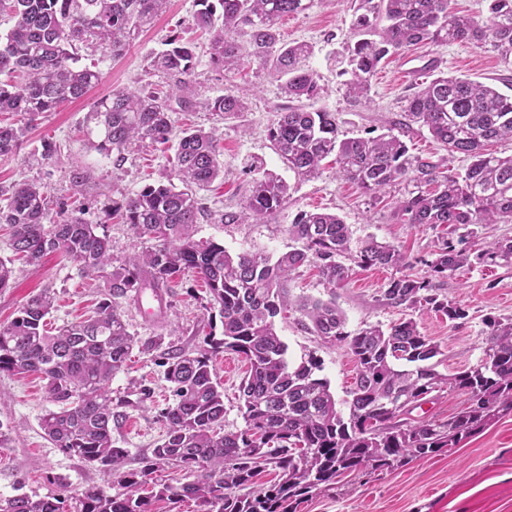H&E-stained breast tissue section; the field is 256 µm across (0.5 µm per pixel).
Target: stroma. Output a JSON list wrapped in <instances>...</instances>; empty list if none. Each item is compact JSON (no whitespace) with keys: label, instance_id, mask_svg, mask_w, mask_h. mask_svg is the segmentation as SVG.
I'll return each instance as SVG.
<instances>
[{"label":"stroma","instance_id":"35a3bbf8","mask_svg":"<svg viewBox=\"0 0 512 512\" xmlns=\"http://www.w3.org/2000/svg\"><path fill=\"white\" fill-rule=\"evenodd\" d=\"M195 11V0H168L164 11L142 28L122 55H112L106 49H80L82 63L95 64L100 72L99 84L83 99L65 102L56 111L40 115L34 125H27L23 115L12 116V123L24 128L25 134L15 155L0 157V186L26 180L43 183L50 199L51 220L81 214L96 225L98 233L110 237L114 257L130 254L137 241L126 225L113 219L112 205L139 192L145 184L160 180L169 169L170 154L147 142L126 153L123 162H116L114 154L97 151L99 131L89 113L96 100L115 89L137 90L147 84L166 89L167 79L150 72L148 65L175 34L194 47L192 80L197 99H213L242 86L248 89V109L235 117L178 106L170 114L174 130L190 125L213 127L219 136L224 177L204 193L210 214L194 225L196 238L221 243L233 255L263 250L276 256L291 246L288 226L300 212L327 211L349 224L353 244L373 238L394 245L407 256L410 273L423 274V262L436 250L440 229L403 223L392 201H373L344 180L331 160L323 161L319 177L313 180L289 170L268 138L276 112L287 104L279 81L255 63L238 74L213 67L208 38L194 25ZM350 23L351 12L344 0L335 6L315 0L309 10L277 23L282 42L313 45L309 66L318 74L322 87L315 105L335 113L340 137H369L399 130L406 99L438 70L486 83L512 96V67L505 66L493 52L461 43L427 45L383 62L367 97L352 98L344 76L329 63L349 40ZM47 141L56 144L57 151L44 163L40 154ZM255 158L287 183L284 209L265 224L249 220L220 223L224 211L238 212L244 206L253 178L247 165ZM77 168L91 174L78 188L71 180ZM15 267L10 286L0 290V325L11 321L25 301L43 288L54 289L57 297L56 308L48 318L50 328L92 314L99 299L97 286L75 263L51 254L38 264L19 261ZM391 276V270L384 268H352L348 284L333 293L344 313L347 331L354 334L369 325L387 328L405 317H414L420 332L440 347L438 370L444 375L476 365L483 358L485 315L512 320V264H475L438 283L440 295L460 303L469 313L467 319L455 322L431 311L412 314L379 303L378 295ZM168 300L170 310L162 323L147 320L135 305L123 304L131 332L143 338L159 334L178 347L205 348L209 314L204 308V283L190 273L178 276L170 285ZM300 318L299 312L290 309L276 321V330L288 346L289 362L296 365L307 355H315L331 392L337 400H346L355 377L350 351L324 343L300 325ZM215 368L224 388V429L239 431L244 427L239 384L247 366L240 356L223 353L217 357ZM109 388L113 399L123 401L125 413L112 435L127 450L126 467H140L164 433L158 410L168 401L169 388L159 358L134 354L128 369L114 376ZM49 406L44 384L36 376L0 374V424L10 438L8 447L0 448V496L19 491L41 496L55 492L51 482L55 476L66 478L79 489L105 482L100 468L63 454L46 440L39 419ZM297 512H512V413L500 415L456 447L409 459L392 470L367 469L357 475H342L334 488L310 497Z\"/></svg>","mask_w":512,"mask_h":512}]
</instances>
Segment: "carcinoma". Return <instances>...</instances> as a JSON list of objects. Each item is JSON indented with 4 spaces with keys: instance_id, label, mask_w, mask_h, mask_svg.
Segmentation results:
<instances>
[{
    "instance_id": "obj_1",
    "label": "carcinoma",
    "mask_w": 512,
    "mask_h": 512,
    "mask_svg": "<svg viewBox=\"0 0 512 512\" xmlns=\"http://www.w3.org/2000/svg\"><path fill=\"white\" fill-rule=\"evenodd\" d=\"M314 0H195L196 25L210 37L212 64L227 73L258 63L281 81L293 104L278 111L268 135L282 162L302 177L314 178L332 156L345 179L378 198L396 186L404 193L396 209L409 224L512 223V157L487 153L485 143L512 140V96L468 78L440 75L423 83L406 101L405 126L416 125L468 160L462 172L448 159L409 154L399 136L339 139L336 115L315 109L321 91L308 68L313 53L306 42L280 43L275 25L284 16L307 10ZM487 18L461 15L452 0H351L352 39L339 64L349 76L348 94L365 97L380 63L414 46L473 43L512 63V0H485ZM167 0H0L15 24L0 33V115L21 114L34 121L65 101L79 100L100 81L92 66L78 65L77 49L103 47L122 54L131 37L149 24ZM194 51L176 40L151 60L153 69L173 81L170 92L114 90L97 100L91 118L99 127L98 148L124 152L149 140L165 144L172 127L171 98L188 104ZM205 109L226 116L246 109L244 98L227 93ZM22 130L0 123V157L17 153ZM243 216L265 223L286 203L288 186L259 162ZM222 172L217 138L202 128L183 130L173 168L165 179L112 206V216L151 246L123 260L112 258V241L79 215L64 222L49 218L47 196L36 181L0 188V224L10 229L11 247L29 263L57 253L80 272L101 281L94 315L52 334L45 318L54 293L33 294L7 325H0V374H35L53 407L40 427L54 447L107 475L103 486L82 491L56 477L57 494L0 497V512H156L192 500L198 512H292V505L325 492L344 473L390 468L412 457L452 448L475 434L500 412L512 410V320L487 316L484 358L479 364L442 377L431 359L438 345L407 319L388 329L345 330L335 298L305 299L298 305L301 326L331 344L346 346L356 364L348 416L336 408L321 361L313 356L293 366L275 319L290 305L287 282L313 266L323 283L345 286L349 258L360 267L402 270L408 266L395 246L374 239L351 249L344 220L323 211H306L288 225L297 246L278 257L263 251L230 255L224 245L195 239L193 225L202 211L197 192ZM512 264V239L469 242L465 236L441 241L422 276L392 277L378 301L406 309L432 308L448 320L468 311L436 293L435 282L472 264ZM191 272L219 308L222 337L198 350L163 347L164 337L142 339L129 331L122 302L147 290L169 288L176 276ZM161 351L172 402L159 417L165 436L138 469H124L126 450L115 446L112 425L124 413L112 400L109 382L125 370L133 350ZM233 352L249 364L239 387L245 427L224 432V390L214 360ZM443 382L468 395V406L436 423L422 419L406 427L397 419L420 407ZM272 465L278 479L255 482L258 469ZM177 466L191 480L161 483L143 497L140 487L158 469ZM118 475V490L112 476Z\"/></svg>"
}]
</instances>
